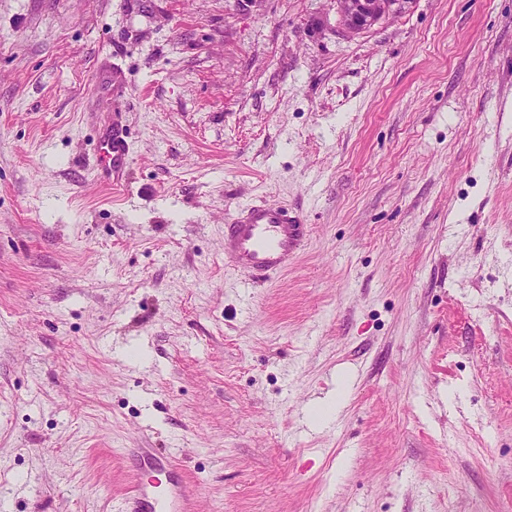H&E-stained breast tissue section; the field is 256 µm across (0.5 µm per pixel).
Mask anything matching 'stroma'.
Instances as JSON below:
<instances>
[{
    "label": "stroma",
    "mask_w": 512,
    "mask_h": 512,
    "mask_svg": "<svg viewBox=\"0 0 512 512\" xmlns=\"http://www.w3.org/2000/svg\"><path fill=\"white\" fill-rule=\"evenodd\" d=\"M245 202L311 227L261 283ZM127 448L197 512H512V0H0V512H121ZM413 0H336L339 24L347 34H360L404 12ZM100 165L105 173V183L110 189L125 185V170L128 157L126 133L122 127H112L99 141ZM225 223V263L256 282L288 270L309 232L302 213L276 203L238 204Z\"/></svg>",
    "instance_id": "1"
}]
</instances>
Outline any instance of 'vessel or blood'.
Segmentation results:
<instances>
[{"mask_svg":"<svg viewBox=\"0 0 512 512\" xmlns=\"http://www.w3.org/2000/svg\"><path fill=\"white\" fill-rule=\"evenodd\" d=\"M101 167L108 187L125 185L128 143L123 128L113 127L99 141ZM308 224L298 211L275 203L236 205L224 226V261L251 280L262 282L284 272L300 253L308 236ZM140 476L136 478L123 502V512H193L197 496L194 485L174 481L166 497H158L141 476L148 469H169L170 456L157 455L149 448L127 451Z\"/></svg>","mask_w":512,"mask_h":512,"instance_id":"1","label":"vessel or blood"}]
</instances>
